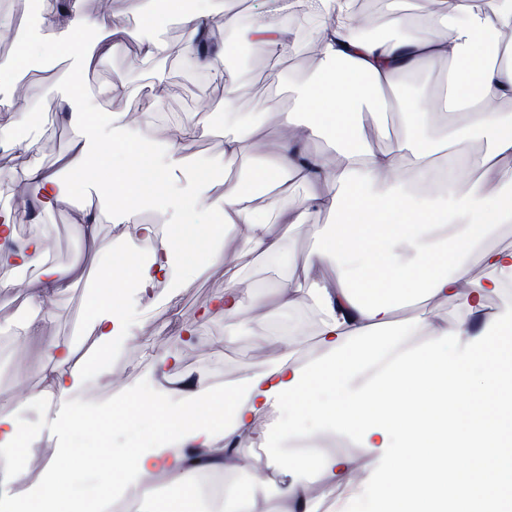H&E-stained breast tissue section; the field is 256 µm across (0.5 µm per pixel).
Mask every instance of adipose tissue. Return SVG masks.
<instances>
[{"mask_svg": "<svg viewBox=\"0 0 512 512\" xmlns=\"http://www.w3.org/2000/svg\"><path fill=\"white\" fill-rule=\"evenodd\" d=\"M264 18L250 31L258 55L280 61L299 52L301 43L282 25V16L302 6L329 15L315 35L322 67L316 76L294 89L295 104L285 112V132L268 144L259 165L244 179H225L220 215L205 243L212 257L224 255L226 238L238 235L249 252L268 257L282 249L280 227L305 223L314 211H328L335 223L315 229L318 245L302 276L265 294L238 277H231L222 296L204 306L202 315L219 308L225 318L239 316L244 302L265 303L274 297L277 308L313 310L319 322L321 353L344 342L351 332L392 321L397 308L417 299L456 302L466 314H478L491 295L512 279V245L491 247L487 241L501 225L512 224V0H425L418 30L402 37L364 39L353 36L333 14L349 0H268ZM178 19L189 38L184 53L223 80L226 48L214 41L211 14L197 8ZM47 23L81 61L115 53L123 37L112 31L106 10L82 12L50 8ZM447 65L444 83L416 96L401 95V87L419 75ZM75 141L67 169L88 175L91 184L105 187L119 206L112 215L154 241L149 261H134L104 269L110 287L91 305L99 354L111 352L124 340L126 311L120 292L132 286L150 292L166 280L182 243L158 238L157 227L140 223L138 207L153 202L174 170H189L192 192L206 196L212 187L209 168L188 156L170 154L159 165L143 138L126 135L123 114L99 121L86 105L80 85H70ZM445 113L437 123V113ZM399 116L401 132L393 146L377 149L388 134L386 114ZM112 127V151L122 163L89 157L102 124ZM486 137L488 146L477 164L462 159V144L471 134ZM325 141L335 162L308 152L306 145ZM329 153V154H330ZM307 183L311 192L300 210L259 207L256 194L272 193L289 178ZM10 216L0 215V293L10 294L17 283L15 269L42 264L49 253L40 238L13 246ZM484 273L470 274L471 261ZM269 341L279 357L259 365L237 384L217 392L204 378H188L161 392L153 403L149 424L122 448L102 447L90 488L83 492L85 512H111L114 492L148 497L150 479H178L175 497L161 501L158 512H258L257 498L275 489L274 512H319L317 500L303 482L269 486L260 481L250 489L228 482L224 494L204 504L195 481L210 472L239 470V459L228 456L240 446L255 420L273 413L266 391L291 382L300 368L298 342L281 329ZM74 348L54 345L48 353L44 398L52 412L44 421L48 434L85 431L84 415L67 403L90 367L73 361ZM38 440L19 425L14 408L0 404V512H76L69 486L52 480L39 499L23 501L17 494L27 471L18 456H31Z\"/></svg>", "mask_w": 512, "mask_h": 512, "instance_id": "obj_1", "label": "adipose tissue"}]
</instances>
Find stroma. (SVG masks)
<instances>
[{"mask_svg": "<svg viewBox=\"0 0 512 512\" xmlns=\"http://www.w3.org/2000/svg\"><path fill=\"white\" fill-rule=\"evenodd\" d=\"M215 5L213 38L220 43L241 41L263 12L262 0H248L244 13L237 16L236 27L228 30L223 13L234 10L233 0H215ZM102 6L109 11L113 29L124 35L121 50L95 56L84 69L73 56L59 54L53 47L39 43L15 77L0 79V212H10L16 242L33 237L45 239L53 264L79 270L70 288L45 301L30 296L28 285L38 274L34 268L16 272L22 289L8 296L0 295V403L17 406L20 422L27 429L41 425L42 415L34 403L43 389L42 368L48 347L70 343L78 356L85 359L96 353L97 336L90 322L89 306L96 291L104 285L100 271L113 263L116 253L127 251L131 243L123 234V225L105 220L98 224L97 232L106 250L96 252L86 246L71 220L78 207L110 210L112 199L84 182L74 181L64 167L74 136L63 101L68 81L74 77L83 81L90 93L88 104L94 111L128 113V135L145 134L158 143L170 141L174 128L160 122L146 128L140 126L137 118L150 97L161 96L166 109L176 115H205L208 133L181 144L180 149L208 165L223 153L225 132L238 129L241 120L253 119L262 125L269 138L278 137L279 113L288 107L290 86L312 78L321 64L315 43L309 38L305 39L302 52L284 61L283 80L277 85L269 82L265 64L259 58L230 64L238 86V101L228 115L219 107L224 86L211 76L196 78L176 59L168 60L159 72L139 63L137 53L142 41L156 37L170 42L183 39L181 26L167 11H160L156 21L150 22L131 14L126 0H80L78 4L85 12ZM0 14L7 19L0 28V58H7L14 53L17 38L38 28L42 17L31 13L30 0H0ZM115 80L127 82L132 95L108 98L104 89ZM26 132L35 140V149L24 152L13 148L14 135ZM35 163L57 174L65 202L45 209L35 201L25 182L27 168ZM190 179L188 172H176L168 197L141 206V218L149 224H203L205 212H218L223 187L220 180H213L211 198L204 202L188 192ZM281 233L279 259L246 253L241 245L230 242L220 261L213 260L205 251L190 252L186 261L176 262L171 280L161 283L154 295L127 289L123 301L134 322L126 330L125 342L110 354L103 375L82 384L70 399L72 406L94 417L87 437L80 441L86 447L83 465L73 468V457L67 452L68 447L79 441L58 434L47 438L40 452L25 462L30 477L24 497L36 495L52 478L65 480L76 474L89 477L96 462L95 447H120L129 442L131 432L112 427L106 416L113 403L129 393H138L147 401L156 396L153 361L164 350L178 351L179 361L170 371L171 378L200 376L219 391L225 385L239 382L259 363L278 357V350L268 343V333L281 322L295 324L302 341L303 361L319 357L316 316L305 309L278 313L270 305H250L242 316L231 321L225 320L223 313L214 312L199 325L194 340H176L180 328L193 320L213 296L223 293L231 274H239L259 289L276 287L287 278L303 274L315 245L313 236L308 228L288 224L282 225ZM188 263L201 268L199 277L187 278L184 266ZM22 324L29 325L30 334L15 339V330Z\"/></svg>", "mask_w": 512, "mask_h": 512, "instance_id": "stroma-1", "label": "stroma"}]
</instances>
